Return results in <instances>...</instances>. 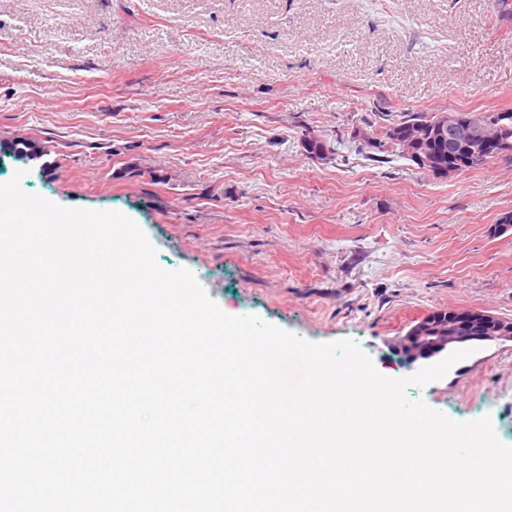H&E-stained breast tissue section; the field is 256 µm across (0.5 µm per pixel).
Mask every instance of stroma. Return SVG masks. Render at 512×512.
Returning <instances> with one entry per match:
<instances>
[{
  "label": "stroma",
  "instance_id": "35a3bbf8",
  "mask_svg": "<svg viewBox=\"0 0 512 512\" xmlns=\"http://www.w3.org/2000/svg\"><path fill=\"white\" fill-rule=\"evenodd\" d=\"M512 108L492 0H0V183L133 219L229 315L350 339L390 378L439 309L512 319V162L451 179L356 142L409 112ZM338 143L313 157L304 136ZM512 446V341L407 390Z\"/></svg>",
  "mask_w": 512,
  "mask_h": 512
}]
</instances>
